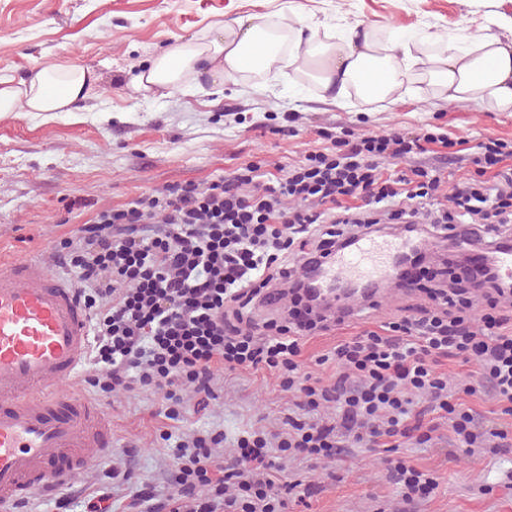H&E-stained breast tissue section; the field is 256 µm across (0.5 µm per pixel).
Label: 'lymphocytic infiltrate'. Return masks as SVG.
<instances>
[{
    "instance_id": "f902f5d3",
    "label": "lymphocytic infiltrate",
    "mask_w": 512,
    "mask_h": 512,
    "mask_svg": "<svg viewBox=\"0 0 512 512\" xmlns=\"http://www.w3.org/2000/svg\"><path fill=\"white\" fill-rule=\"evenodd\" d=\"M432 144L475 173L448 181L441 167L411 165ZM403 159L407 167L396 168ZM511 223L512 143L488 135L464 153L422 129L348 130L298 165L168 184L74 225L53 257L93 314L91 387L158 396L160 414L177 424L215 399L220 370L270 373L291 396L272 429L243 431L224 456L223 431L164 433L165 493L112 472L129 483L130 508L286 512L289 499L318 488L293 479L284 460L314 469L363 448L384 452L399 512H419L438 477L398 448L431 444L443 426L467 454L503 448L512 435L496 421L512 416V282L489 263ZM389 232L415 242L394 286L420 303L305 359L309 338L346 324L315 312L310 272L358 234ZM444 240L453 246L442 267L427 265ZM270 288L286 289L287 310L261 313ZM448 361L476 370L453 380ZM487 382L493 419L466 404Z\"/></svg>"
}]
</instances>
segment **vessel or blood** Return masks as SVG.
<instances>
[{
	"label": "vessel or blood",
	"mask_w": 512,
	"mask_h": 512,
	"mask_svg": "<svg viewBox=\"0 0 512 512\" xmlns=\"http://www.w3.org/2000/svg\"><path fill=\"white\" fill-rule=\"evenodd\" d=\"M408 237L364 235L338 251L313 286L341 314L391 280ZM92 324L76 286L38 260L0 266V512L48 480L65 481L112 448L99 403L52 392L83 373Z\"/></svg>",
	"instance_id": "1"
}]
</instances>
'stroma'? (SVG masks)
Wrapping results in <instances>:
<instances>
[{
	"label": "stroma",
	"mask_w": 512,
	"mask_h": 512,
	"mask_svg": "<svg viewBox=\"0 0 512 512\" xmlns=\"http://www.w3.org/2000/svg\"><path fill=\"white\" fill-rule=\"evenodd\" d=\"M292 10L343 35L397 29L411 36L489 34L512 42V0H0V76L19 80L34 67L65 63L89 66L98 76L76 111L0 116V259L45 256L71 228L73 199L118 207L153 188L206 182L222 170L293 165L327 147V130L383 132L431 124L451 139L476 143L490 133L512 141V112L457 103L416 81L396 104L357 100L346 108L323 101L319 85L298 77L285 82L237 74L215 88L204 73L146 97L126 86L129 73L178 41L204 39L245 16L282 24ZM288 113L297 116L292 135L278 131ZM65 388L101 400L112 428L104 465L77 471L71 484L99 487L105 470L116 467L165 488L171 458L161 435L172 423L157 416V398L120 392L103 399L80 377ZM218 393L199 419L223 428L228 450L242 431L269 426L273 412L289 400L265 372L241 373L219 383ZM449 437L443 428L430 447L404 451L417 467L444 475L421 512H512V450L493 454L480 448L450 458ZM130 447L131 458L125 454ZM342 467L339 482L325 470L287 463V470L320 487L309 503L289 502L288 512L396 507L381 461L356 449Z\"/></svg>",
	"instance_id": "1"
}]
</instances>
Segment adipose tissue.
<instances>
[{"instance_id":"1","label":"adipose tissue","mask_w":512,"mask_h":512,"mask_svg":"<svg viewBox=\"0 0 512 512\" xmlns=\"http://www.w3.org/2000/svg\"><path fill=\"white\" fill-rule=\"evenodd\" d=\"M289 19L281 35L247 16L216 29L209 40L181 42L151 60L132 86L147 93L166 90L202 68L218 86L235 74L270 75L283 62L296 71L308 68L339 106L353 95L366 104L394 103L403 85L418 76L449 100L512 112V44L494 36L476 37L461 47L453 41L438 44L436 35L424 34L421 43L436 50L416 53L397 31L380 43L336 38L329 32L305 41V18L294 12ZM96 80L91 68L77 63L39 67L18 82L0 77V112L71 111Z\"/></svg>"}]
</instances>
